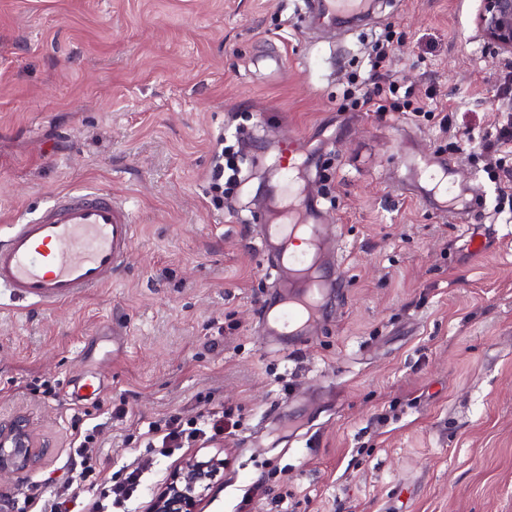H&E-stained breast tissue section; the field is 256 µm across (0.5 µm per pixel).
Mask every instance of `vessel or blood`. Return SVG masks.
<instances>
[{
    "label": "vessel or blood",
    "instance_id": "vessel-or-blood-1",
    "mask_svg": "<svg viewBox=\"0 0 512 512\" xmlns=\"http://www.w3.org/2000/svg\"><path fill=\"white\" fill-rule=\"evenodd\" d=\"M310 10L335 17L362 16L368 0H311ZM448 159L428 160L424 170L439 194L440 210L456 200L448 182ZM285 204V220L261 224L259 240L277 264L281 287L290 295L270 316L269 331L276 337L292 336L318 313L323 282L307 274L304 253L289 251L288 243L304 236L307 243L321 240V227L306 223L310 198L297 193L291 174H284L277 189ZM134 224L129 207L111 191L88 189L55 197L35 217L12 225L0 242V288L11 295L50 304L70 301L107 283L131 248Z\"/></svg>",
    "mask_w": 512,
    "mask_h": 512
}]
</instances>
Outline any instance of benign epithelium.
<instances>
[{
    "label": "benign epithelium",
    "instance_id": "obj_1",
    "mask_svg": "<svg viewBox=\"0 0 512 512\" xmlns=\"http://www.w3.org/2000/svg\"><path fill=\"white\" fill-rule=\"evenodd\" d=\"M475 27L497 60L512 61V0H481ZM34 448L32 434L22 416L0 420V469L25 463ZM222 467L224 459L216 455L207 461L194 457L182 461L179 479L152 497L144 512H199L202 492Z\"/></svg>",
    "mask_w": 512,
    "mask_h": 512
}]
</instances>
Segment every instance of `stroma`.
Here are the masks:
<instances>
[{"label": "stroma", "mask_w": 512, "mask_h": 512, "mask_svg": "<svg viewBox=\"0 0 512 512\" xmlns=\"http://www.w3.org/2000/svg\"><path fill=\"white\" fill-rule=\"evenodd\" d=\"M480 0H379L313 27L305 0H0V240L57 193L124 197L133 245L109 283L59 304L0 294V418L43 450L0 471V512L68 472L99 426V481L141 469L142 512L180 462L221 454L203 512H512V222L494 212L480 136L505 115V64L478 37ZM414 117L346 98L374 90L382 33ZM248 130L240 179L209 190L219 137ZM470 133L468 146L452 142ZM298 141L333 267L309 336L262 333L277 273L252 198ZM445 156L475 193L463 215L416 196L412 154ZM494 234L469 255L463 227ZM53 387L55 397L44 396ZM231 411L229 438L169 457L142 424Z\"/></svg>", "instance_id": "35a3bbf8"}]
</instances>
